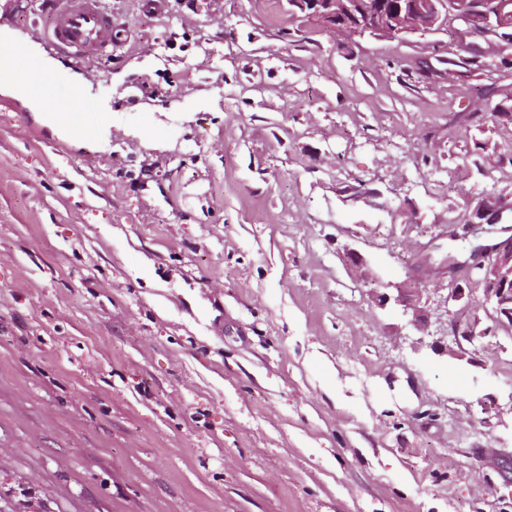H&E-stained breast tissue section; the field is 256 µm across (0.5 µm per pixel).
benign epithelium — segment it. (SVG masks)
Masks as SVG:
<instances>
[{
  "mask_svg": "<svg viewBox=\"0 0 512 512\" xmlns=\"http://www.w3.org/2000/svg\"><path fill=\"white\" fill-rule=\"evenodd\" d=\"M306 9L310 18L338 38L363 37L369 35L380 40L402 39L408 35L421 36L440 29L441 11L436 0H307ZM459 28L449 48H462L474 53L475 45L468 41L478 37L487 44L484 56L512 57V40L499 34L508 24L507 16L497 12V18L486 14L476 17L467 11L455 13ZM512 211V203L500 196L483 198L474 212V219L463 224H450L445 237L453 243L463 242L469 247V259L460 261L458 252L448 250L446 268L448 272L447 300L459 302L466 296V286L474 283L482 286L483 305L492 309L498 325L512 327V226L499 227L503 214ZM502 233L504 237L491 250L479 246L487 235ZM346 261L352 265L359 279L364 282L377 280L376 273L364 256L354 249L345 253ZM421 289L409 282H389L370 292V300L384 308L389 304L401 306L403 310L417 312L414 326L419 329L425 318L418 307ZM450 334L458 346L470 343L476 337V322L452 319Z\"/></svg>",
  "mask_w": 512,
  "mask_h": 512,
  "instance_id": "7a95c632",
  "label": "benign epithelium"
}]
</instances>
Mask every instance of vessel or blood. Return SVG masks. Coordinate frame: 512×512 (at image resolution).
Listing matches in <instances>:
<instances>
[{"label": "vessel or blood", "instance_id": "b4317fda", "mask_svg": "<svg viewBox=\"0 0 512 512\" xmlns=\"http://www.w3.org/2000/svg\"><path fill=\"white\" fill-rule=\"evenodd\" d=\"M41 8L49 15L47 37L60 54L88 60L111 57L117 35L106 0H42ZM12 53L26 67L35 93L62 112L70 128L80 130L84 119L76 99L61 101L53 96L56 75L43 70L23 45L13 46Z\"/></svg>", "mask_w": 512, "mask_h": 512}]
</instances>
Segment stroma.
Wrapping results in <instances>:
<instances>
[{
  "mask_svg": "<svg viewBox=\"0 0 512 512\" xmlns=\"http://www.w3.org/2000/svg\"><path fill=\"white\" fill-rule=\"evenodd\" d=\"M57 70L82 136L0 91V512H512V335L457 349L443 225L512 198V69L449 75L451 26L342 39L288 0H110ZM480 122L449 132L452 115ZM422 289L424 288H418V286L415 285L412 286L410 282H389L383 285L382 288L372 289L369 297L372 303L381 308L392 304L394 306L403 307L404 312L408 309H413L416 314L413 325L416 329H421L425 324L424 315L418 314V312L421 311L418 304ZM391 290H395L396 295L391 293Z\"/></svg>",
  "mask_w": 512,
  "mask_h": 512,
  "instance_id": "35a3bbf8",
  "label": "stroma"
}]
</instances>
